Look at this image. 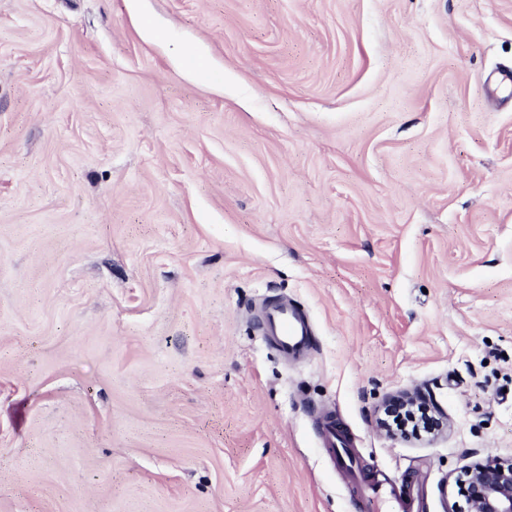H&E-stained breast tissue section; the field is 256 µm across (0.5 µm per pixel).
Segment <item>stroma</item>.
<instances>
[{
    "label": "stroma",
    "mask_w": 512,
    "mask_h": 512,
    "mask_svg": "<svg viewBox=\"0 0 512 512\" xmlns=\"http://www.w3.org/2000/svg\"><path fill=\"white\" fill-rule=\"evenodd\" d=\"M505 70L512 0H0V512H358L329 418L466 512L512 458ZM416 392L442 429L379 427ZM255 323L258 335L285 357L300 359L311 347V322L300 308L288 300L264 301L255 315Z\"/></svg>",
    "instance_id": "35a3bbf8"
}]
</instances>
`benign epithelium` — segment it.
<instances>
[{"label": "benign epithelium", "mask_w": 512, "mask_h": 512, "mask_svg": "<svg viewBox=\"0 0 512 512\" xmlns=\"http://www.w3.org/2000/svg\"><path fill=\"white\" fill-rule=\"evenodd\" d=\"M456 483L471 485L469 512H512V460H489L464 471Z\"/></svg>", "instance_id": "7a95c632"}]
</instances>
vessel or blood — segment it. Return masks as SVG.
Here are the masks:
<instances>
[{
    "label": "vessel or blood",
    "mask_w": 512,
    "mask_h": 512,
    "mask_svg": "<svg viewBox=\"0 0 512 512\" xmlns=\"http://www.w3.org/2000/svg\"><path fill=\"white\" fill-rule=\"evenodd\" d=\"M255 323L258 334L285 357L302 358L311 347V322L288 300L264 301ZM323 445L332 452L339 468L356 483L365 512H416L420 501L418 489L365 478L347 440L339 437L333 422L325 424Z\"/></svg>",
    "instance_id": "b4317fda"
}]
</instances>
